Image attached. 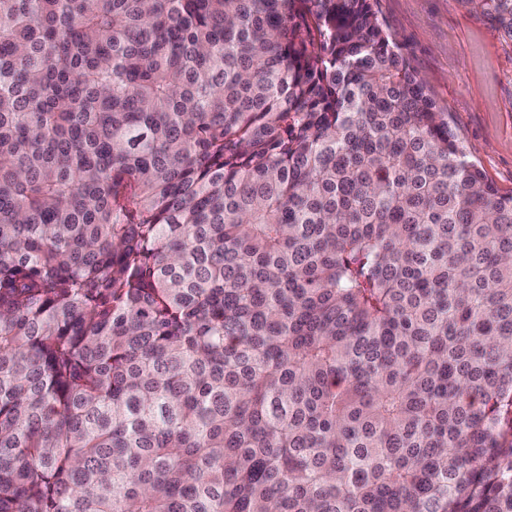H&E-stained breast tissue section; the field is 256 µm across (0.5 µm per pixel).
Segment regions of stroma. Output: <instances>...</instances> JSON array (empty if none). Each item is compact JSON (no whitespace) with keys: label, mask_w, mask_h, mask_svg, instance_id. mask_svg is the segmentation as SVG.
<instances>
[{"label":"stroma","mask_w":512,"mask_h":512,"mask_svg":"<svg viewBox=\"0 0 512 512\" xmlns=\"http://www.w3.org/2000/svg\"><path fill=\"white\" fill-rule=\"evenodd\" d=\"M469 160L512 192V40L466 0H377Z\"/></svg>","instance_id":"35a3bbf8"}]
</instances>
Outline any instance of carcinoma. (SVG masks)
Wrapping results in <instances>:
<instances>
[{"instance_id": "carcinoma-1", "label": "carcinoma", "mask_w": 512, "mask_h": 512, "mask_svg": "<svg viewBox=\"0 0 512 512\" xmlns=\"http://www.w3.org/2000/svg\"><path fill=\"white\" fill-rule=\"evenodd\" d=\"M0 512H512V193L374 0H0Z\"/></svg>"}]
</instances>
